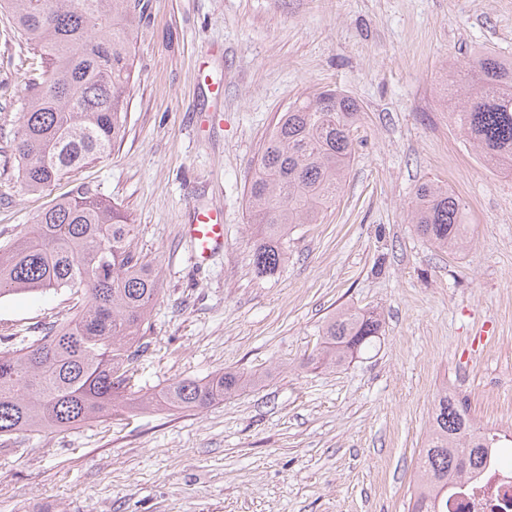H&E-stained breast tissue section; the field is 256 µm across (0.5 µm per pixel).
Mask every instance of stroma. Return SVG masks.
Returning a JSON list of instances; mask_svg holds the SVG:
<instances>
[{
	"instance_id": "1",
	"label": "stroma",
	"mask_w": 512,
	"mask_h": 512,
	"mask_svg": "<svg viewBox=\"0 0 512 512\" xmlns=\"http://www.w3.org/2000/svg\"><path fill=\"white\" fill-rule=\"evenodd\" d=\"M144 2L121 145L41 191L18 178L32 89L0 13V246L89 186L129 215L159 272L139 388L225 370L258 382L204 410L19 437L0 447V512H407L437 389L479 427L512 426V175L483 164L440 94L472 50L512 57V0ZM327 89L362 107L346 184L321 223L294 229L280 271L256 278L258 152L289 104ZM451 179L471 224L454 256L408 217L420 184ZM195 205L224 209V250L201 270L182 235ZM74 304L63 289L1 298L8 349ZM351 307L380 314L379 338L336 367L308 364L327 317Z\"/></svg>"
}]
</instances>
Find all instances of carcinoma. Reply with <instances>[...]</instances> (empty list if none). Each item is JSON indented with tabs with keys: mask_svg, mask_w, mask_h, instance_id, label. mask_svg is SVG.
<instances>
[{
	"mask_svg": "<svg viewBox=\"0 0 512 512\" xmlns=\"http://www.w3.org/2000/svg\"><path fill=\"white\" fill-rule=\"evenodd\" d=\"M13 36L40 57V82L22 115L16 151L26 188L56 179L112 153L127 121L135 34L142 0H0ZM447 108L486 165L512 168V57L484 50L448 64ZM361 106L326 90L281 113L264 141L247 190L256 277L284 263L283 244L298 224H318L346 182ZM465 202L436 182L415 194L411 223L437 248L470 243ZM127 213L79 185L53 201L28 231L0 249V298L66 289L77 311L16 350L0 351V439L20 433L66 434L124 409L198 410L249 384L221 371L183 378L159 391L135 390L134 358L145 351L159 275L135 244ZM381 332L372 311L344 309L324 323L308 360L336 365ZM494 437L470 424L465 400L443 390L418 452L409 512H441L448 480L478 470Z\"/></svg>",
	"mask_w": 512,
	"mask_h": 512,
	"instance_id": "1",
	"label": "carcinoma"
}]
</instances>
